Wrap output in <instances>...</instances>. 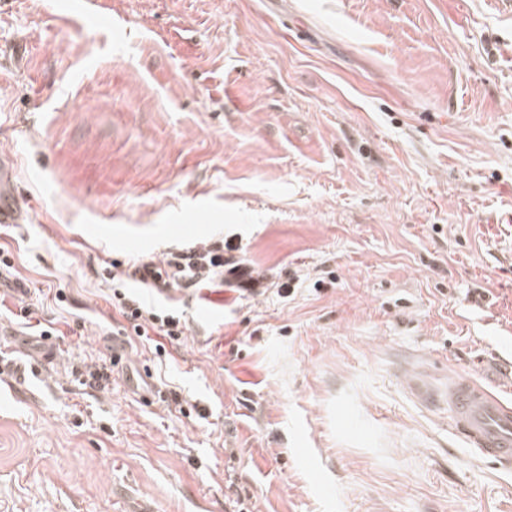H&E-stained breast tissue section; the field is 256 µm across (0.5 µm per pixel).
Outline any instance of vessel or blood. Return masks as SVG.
<instances>
[{"label":"vessel or blood","mask_w":512,"mask_h":512,"mask_svg":"<svg viewBox=\"0 0 512 512\" xmlns=\"http://www.w3.org/2000/svg\"><path fill=\"white\" fill-rule=\"evenodd\" d=\"M423 400L447 403L455 433L476 457L512 467V402L466 376L454 379L444 398L427 393Z\"/></svg>","instance_id":"b4317fda"}]
</instances>
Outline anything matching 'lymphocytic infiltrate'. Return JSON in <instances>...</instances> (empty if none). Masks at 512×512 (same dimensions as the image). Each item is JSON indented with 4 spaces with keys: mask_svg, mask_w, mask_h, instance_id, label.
<instances>
[{
    "mask_svg": "<svg viewBox=\"0 0 512 512\" xmlns=\"http://www.w3.org/2000/svg\"><path fill=\"white\" fill-rule=\"evenodd\" d=\"M232 241L224 243L205 242L189 247L169 250L162 265L151 262L133 264L126 271L124 282L113 285L112 299L122 315L133 324L136 336H162L177 340L184 334L185 321L180 316L164 311L144 295L128 291L126 280L132 279L161 289L175 285L195 290L206 285H221L226 275L241 278L246 290L254 294L276 291L282 298L290 297L291 285L274 282L265 273L246 275L235 254Z\"/></svg>",
    "mask_w": 512,
    "mask_h": 512,
    "instance_id": "f902f5d3",
    "label": "lymphocytic infiltrate"
}]
</instances>
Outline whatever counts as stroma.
Returning a JSON list of instances; mask_svg holds the SVG:
<instances>
[{
  "label": "stroma",
  "instance_id": "1",
  "mask_svg": "<svg viewBox=\"0 0 512 512\" xmlns=\"http://www.w3.org/2000/svg\"><path fill=\"white\" fill-rule=\"evenodd\" d=\"M61 2L0 9V512H512L414 393L512 384V12L98 0L116 38ZM222 238L302 283L162 289L156 352L113 263ZM115 277L112 273V305L133 323L136 336L149 340V336H163L172 342L184 335L186 323L180 316L158 308L153 300L144 295L122 291L133 289L127 287L121 276L117 278L119 283L114 285Z\"/></svg>",
  "mask_w": 512,
  "mask_h": 512
}]
</instances>
